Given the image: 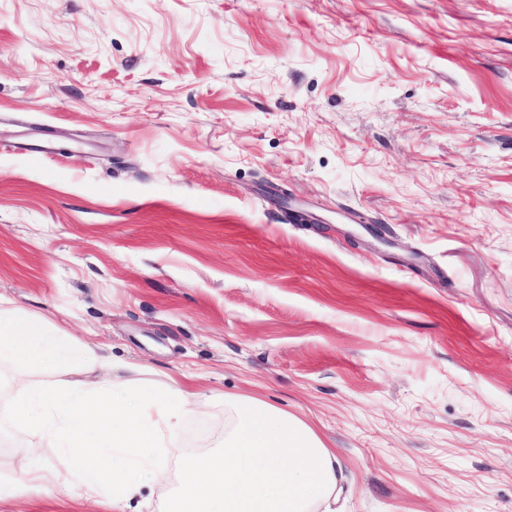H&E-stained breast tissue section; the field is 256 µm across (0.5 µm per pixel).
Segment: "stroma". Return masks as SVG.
Listing matches in <instances>:
<instances>
[{"instance_id": "obj_1", "label": "stroma", "mask_w": 512, "mask_h": 512, "mask_svg": "<svg viewBox=\"0 0 512 512\" xmlns=\"http://www.w3.org/2000/svg\"><path fill=\"white\" fill-rule=\"evenodd\" d=\"M0 307L194 382L184 455L256 398L342 512H512V0H0Z\"/></svg>"}]
</instances>
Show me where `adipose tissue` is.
Here are the masks:
<instances>
[{
    "mask_svg": "<svg viewBox=\"0 0 512 512\" xmlns=\"http://www.w3.org/2000/svg\"><path fill=\"white\" fill-rule=\"evenodd\" d=\"M2 353L72 370L55 384L17 380L11 401L0 404V416L43 429L55 442L52 463L34 469L40 444L16 447L26 492L69 482L112 512H127L147 487L162 495L163 512H314L336 492L338 461L314 429L274 405L243 399L223 449L184 458L179 484L168 490L165 460L201 392L176 384L156 395L143 385L140 365L114 363L90 345L73 352L9 310H0Z\"/></svg>",
    "mask_w": 512,
    "mask_h": 512,
    "instance_id": "obj_1",
    "label": "adipose tissue"
}]
</instances>
